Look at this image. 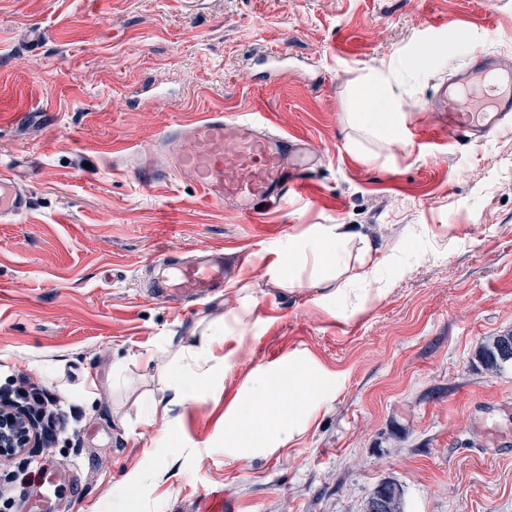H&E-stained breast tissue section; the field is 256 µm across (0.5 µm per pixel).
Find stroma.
Masks as SVG:
<instances>
[{
  "label": "stroma",
  "instance_id": "35a3bbf8",
  "mask_svg": "<svg viewBox=\"0 0 512 512\" xmlns=\"http://www.w3.org/2000/svg\"><path fill=\"white\" fill-rule=\"evenodd\" d=\"M475 46L512 54V0H0V92L29 111L0 121V169L32 198L0 222V391L24 378L70 413L52 448L0 458V512L46 465L70 478L56 512H364L385 479L404 512H512V452L493 445L512 438V363L476 358L512 333V134L449 147L440 96ZM279 52L287 71L261 77ZM375 71L412 104L402 146L353 113ZM209 110L322 153L315 205L248 220L188 174L142 188L112 153ZM329 224L372 244L382 290L347 320L312 265L299 288L272 278ZM218 246L223 294L191 311L149 297L156 253ZM217 331L197 400L172 404L185 353ZM294 358L321 379L317 414L288 445L225 454L237 397Z\"/></svg>",
  "mask_w": 512,
  "mask_h": 512
}]
</instances>
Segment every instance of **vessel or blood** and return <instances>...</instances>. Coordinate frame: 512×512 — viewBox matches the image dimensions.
I'll use <instances>...</instances> for the list:
<instances>
[{
    "label": "vessel or blood",
    "mask_w": 512,
    "mask_h": 512,
    "mask_svg": "<svg viewBox=\"0 0 512 512\" xmlns=\"http://www.w3.org/2000/svg\"><path fill=\"white\" fill-rule=\"evenodd\" d=\"M445 94L448 140L465 143L512 130V56L472 52ZM300 146L283 132L252 115L206 112L175 121L150 143L124 148L122 158L139 185L148 187L171 176L191 173L212 203L248 215L257 201L295 195L309 197V173L315 159H299ZM31 206L28 191L11 174L0 175V218ZM154 294L187 305L224 286V251L213 248L174 266L156 260ZM36 503L20 512H55L62 490L58 471L40 470L34 479Z\"/></svg>",
    "instance_id": "1"
}]
</instances>
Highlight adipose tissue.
Returning a JSON list of instances; mask_svg holds the SVG:
<instances>
[{"label":"adipose tissue","mask_w":512,"mask_h":512,"mask_svg":"<svg viewBox=\"0 0 512 512\" xmlns=\"http://www.w3.org/2000/svg\"><path fill=\"white\" fill-rule=\"evenodd\" d=\"M363 90L377 104V119L384 139H391L403 121L399 102L385 94L381 74L368 75ZM352 240V234L344 225H325L293 243L291 254L311 258L318 269L341 272L348 267ZM282 386L296 395V402L279 406L277 393ZM318 388V377L301 361L289 363L287 371L278 377L255 378L238 402L234 415L224 425L227 454L240 459L249 458L250 449L240 445L241 440L246 438L260 443L275 436L282 443H289L309 412L310 406L304 400L305 395L316 392Z\"/></svg>","instance_id":"obj_1"}]
</instances>
